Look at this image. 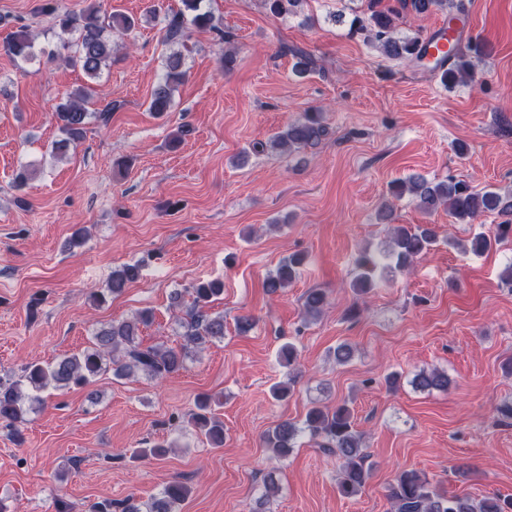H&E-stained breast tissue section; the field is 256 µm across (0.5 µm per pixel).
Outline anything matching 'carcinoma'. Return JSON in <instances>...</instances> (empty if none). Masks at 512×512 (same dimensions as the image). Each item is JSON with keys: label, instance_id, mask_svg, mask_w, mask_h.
Here are the masks:
<instances>
[{"label": "carcinoma", "instance_id": "obj_1", "mask_svg": "<svg viewBox=\"0 0 512 512\" xmlns=\"http://www.w3.org/2000/svg\"><path fill=\"white\" fill-rule=\"evenodd\" d=\"M204 0H182L184 10L174 14L165 25V40L180 42L185 37L186 25L209 28L220 39L229 41L223 30L214 24L211 11L203 8ZM306 0H264L270 13L275 16L296 15ZM412 8L419 15L435 12L453 14L459 11L455 0H400V9H369L366 17L354 15L349 23V31L359 33L367 42L380 50L382 55L392 60L416 62L422 35H403L398 30L400 10ZM190 15H185V12ZM41 12L56 16L63 33L75 35L70 47L72 55L67 61L80 68L90 83L70 92L56 109V120L62 138L56 149L64 152L80 143L86 134L87 126L93 122L108 123L110 110L91 111L88 105L96 94L93 83L101 77L104 69L112 64L114 48L109 32L116 30L129 32L135 27L134 18L123 13L113 12L101 16L99 0H88V4L78 14L58 13L56 0H45ZM31 36L21 30L6 45V52L14 57L29 59L33 56ZM484 46L470 41L457 46L454 60L448 69L440 73L441 82L449 88L462 82L475 81V66L472 59L482 56ZM182 53L174 51L165 59V72L151 93L148 111L161 117L170 111L173 91L185 78ZM328 135L322 121V113L311 110L303 113L300 119L288 124L270 144L271 149L294 151L320 143ZM396 197L407 195L418 208L433 213L440 207L448 208V213L460 222L470 223L487 213L505 217L497 225V235L493 238L480 232L462 244L464 251L480 253L494 247L504 236L512 234V196L495 188L475 191L462 182L430 181L423 176H411L396 180L390 185ZM438 236L428 224L394 225L390 228L388 243L373 254L363 253L356 261V275L350 287L357 294H366L379 286L377 278L396 270L410 267L414 261L426 255L437 243ZM304 257L291 254L284 258L275 272L264 282L265 292L275 295L294 281ZM141 265L125 264L113 270L108 287L94 292V304L102 305L107 299L122 293L127 284L140 276ZM224 293V283L220 281H200L189 288L171 294V306H184V295H189L191 303L180 318L183 332L175 346L143 345L142 327L153 320V312L143 310L130 320L112 322L96 330L92 345L80 353L65 355L48 362L26 364L18 379L0 378V421L10 427L13 434L20 435L19 425L33 403L41 401V394L52 388L66 390L71 387L88 385L97 376L111 370L117 378L144 376L157 382L185 367V361L194 350H202L215 340L224 339V315L209 312L210 304ZM328 303L327 294L321 289H310L304 294L305 317L319 316ZM413 388L420 391L447 390L452 380L448 374L438 369L421 371L410 381ZM215 399L209 395L196 398V412L191 422L214 448L224 446V424L212 413ZM321 439L320 447L339 462L338 493L344 498L359 495L370 478L367 455L361 448V438L355 429L350 407L341 403L334 407L314 405L310 407L303 422L299 425L288 420L278 424L264 436L266 447L279 456H287L298 444L301 436ZM190 489L182 482L174 481L165 486L159 496L151 499L146 508H141L130 496L119 503L121 512H175ZM387 498L394 512H512V498L499 496L485 497L477 502L462 496H448L432 486L427 475L417 470H404L397 474L387 487Z\"/></svg>", "mask_w": 512, "mask_h": 512}]
</instances>
